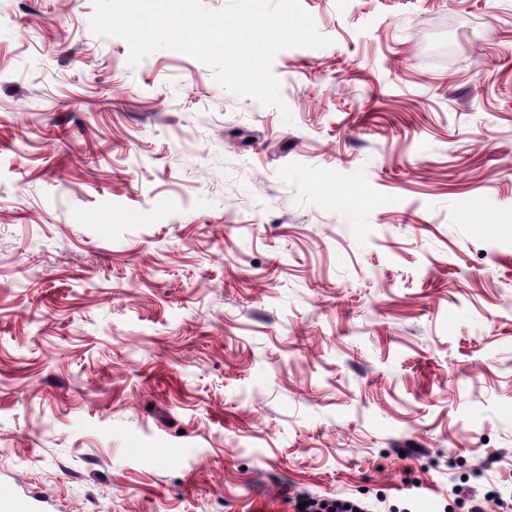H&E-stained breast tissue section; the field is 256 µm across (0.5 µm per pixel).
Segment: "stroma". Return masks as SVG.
Instances as JSON below:
<instances>
[{
    "label": "stroma",
    "mask_w": 512,
    "mask_h": 512,
    "mask_svg": "<svg viewBox=\"0 0 512 512\" xmlns=\"http://www.w3.org/2000/svg\"><path fill=\"white\" fill-rule=\"evenodd\" d=\"M300 2L287 123L0 0V479L60 512H512V0ZM307 502L303 509H297L301 512H365L369 511L364 506L354 500L342 498H322V499H306L299 503ZM349 505V508H345Z\"/></svg>",
    "instance_id": "stroma-1"
}]
</instances>
